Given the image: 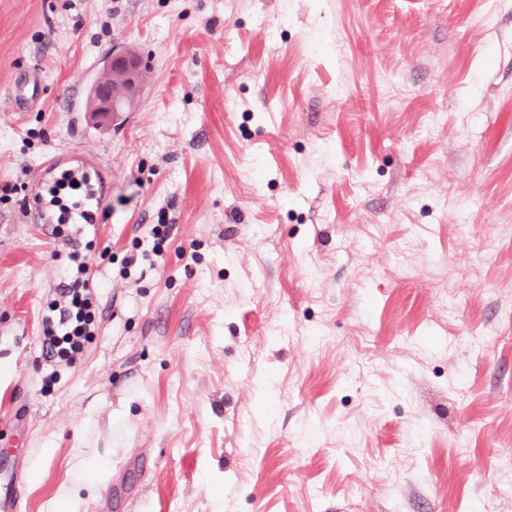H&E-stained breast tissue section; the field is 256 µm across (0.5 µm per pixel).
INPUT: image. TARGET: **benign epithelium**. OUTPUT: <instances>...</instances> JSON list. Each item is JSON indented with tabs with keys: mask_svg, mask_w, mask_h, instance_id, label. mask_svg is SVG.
I'll use <instances>...</instances> for the list:
<instances>
[{
	"mask_svg": "<svg viewBox=\"0 0 512 512\" xmlns=\"http://www.w3.org/2000/svg\"><path fill=\"white\" fill-rule=\"evenodd\" d=\"M112 78L97 84L92 111L102 118L131 106L142 81L137 55L127 49L112 50L107 66Z\"/></svg>",
	"mask_w": 512,
	"mask_h": 512,
	"instance_id": "obj_1",
	"label": "benign epithelium"
}]
</instances>
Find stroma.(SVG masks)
<instances>
[{
    "label": "stroma",
    "instance_id": "1",
    "mask_svg": "<svg viewBox=\"0 0 512 512\" xmlns=\"http://www.w3.org/2000/svg\"><path fill=\"white\" fill-rule=\"evenodd\" d=\"M116 47L143 79L102 119ZM64 151L104 175L70 364L40 352L67 227L31 212ZM7 185L21 512L95 460L82 512H512V0H0ZM19 84L27 91L24 94L14 97L16 112H27L31 103H34L44 92L41 78L36 74L21 75Z\"/></svg>",
    "mask_w": 512,
    "mask_h": 512
}]
</instances>
